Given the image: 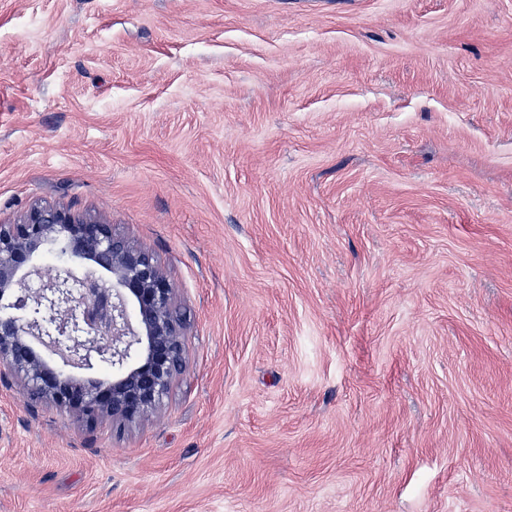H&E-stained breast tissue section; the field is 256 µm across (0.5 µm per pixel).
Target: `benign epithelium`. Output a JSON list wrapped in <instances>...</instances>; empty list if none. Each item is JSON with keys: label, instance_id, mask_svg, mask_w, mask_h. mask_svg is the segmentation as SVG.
<instances>
[{"label": "benign epithelium", "instance_id": "1", "mask_svg": "<svg viewBox=\"0 0 512 512\" xmlns=\"http://www.w3.org/2000/svg\"><path fill=\"white\" fill-rule=\"evenodd\" d=\"M46 252L61 261L52 277L33 266ZM184 352L175 289L114 225L50 204L0 224L1 382L90 428L124 429L160 406Z\"/></svg>", "mask_w": 512, "mask_h": 512}]
</instances>
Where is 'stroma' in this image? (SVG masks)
<instances>
[{
	"label": "stroma",
	"mask_w": 512,
	"mask_h": 512,
	"mask_svg": "<svg viewBox=\"0 0 512 512\" xmlns=\"http://www.w3.org/2000/svg\"><path fill=\"white\" fill-rule=\"evenodd\" d=\"M151 251L122 431L0 385V512H512V0H0V224Z\"/></svg>",
	"instance_id": "stroma-1"
}]
</instances>
